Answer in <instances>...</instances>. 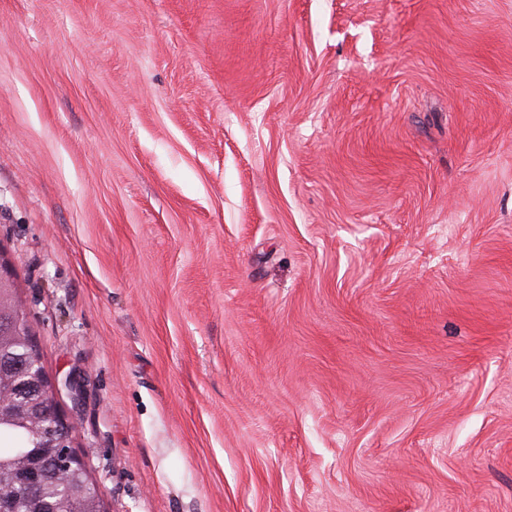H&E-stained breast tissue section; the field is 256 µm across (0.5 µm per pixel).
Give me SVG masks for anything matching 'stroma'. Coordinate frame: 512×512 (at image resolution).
I'll use <instances>...</instances> for the list:
<instances>
[{
	"mask_svg": "<svg viewBox=\"0 0 512 512\" xmlns=\"http://www.w3.org/2000/svg\"><path fill=\"white\" fill-rule=\"evenodd\" d=\"M0 256L111 512H512V0H0Z\"/></svg>",
	"mask_w": 512,
	"mask_h": 512,
	"instance_id": "stroma-1",
	"label": "stroma"
}]
</instances>
